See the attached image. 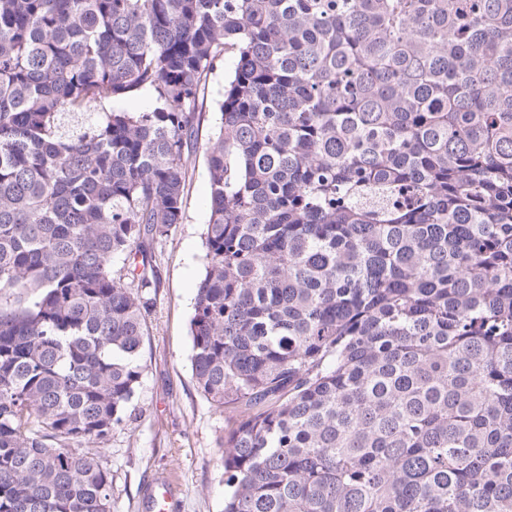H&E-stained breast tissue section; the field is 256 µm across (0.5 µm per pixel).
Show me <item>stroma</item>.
<instances>
[{"instance_id":"obj_1","label":"stroma","mask_w":512,"mask_h":512,"mask_svg":"<svg viewBox=\"0 0 512 512\" xmlns=\"http://www.w3.org/2000/svg\"><path fill=\"white\" fill-rule=\"evenodd\" d=\"M235 65L233 57H226L204 92L201 149L185 180L183 222L152 244L160 282L151 292L147 312L150 334L141 354L138 411L129 426L113 432L102 452L104 465L112 471L113 512H143L145 489L161 475L177 488L174 512H224V469L219 459L230 423L196 387L189 321L204 269V232L210 215L202 146L218 126V103Z\"/></svg>"}]
</instances>
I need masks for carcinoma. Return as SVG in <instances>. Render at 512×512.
Listing matches in <instances>:
<instances>
[{"instance_id":"obj_1","label":"carcinoma","mask_w":512,"mask_h":512,"mask_svg":"<svg viewBox=\"0 0 512 512\" xmlns=\"http://www.w3.org/2000/svg\"><path fill=\"white\" fill-rule=\"evenodd\" d=\"M228 55L190 321L224 512H512V0H0V512H112Z\"/></svg>"}]
</instances>
